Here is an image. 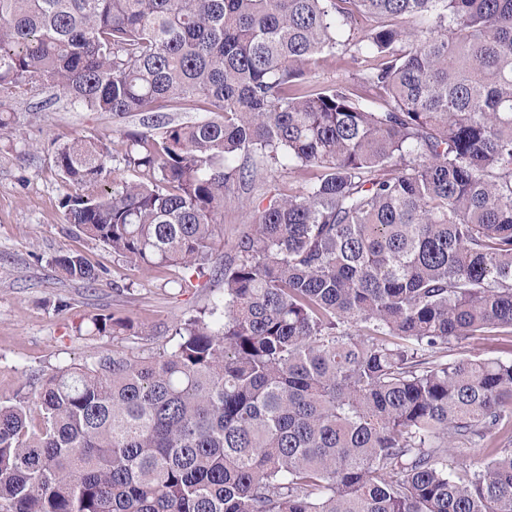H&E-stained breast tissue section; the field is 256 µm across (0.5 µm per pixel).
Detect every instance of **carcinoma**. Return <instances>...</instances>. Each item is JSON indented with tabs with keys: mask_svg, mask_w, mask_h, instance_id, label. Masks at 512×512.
<instances>
[{
	"mask_svg": "<svg viewBox=\"0 0 512 512\" xmlns=\"http://www.w3.org/2000/svg\"><path fill=\"white\" fill-rule=\"evenodd\" d=\"M347 51L386 109L313 83ZM39 87L218 114L123 134L146 180L63 197L130 264L201 271L224 192L269 201L220 269L221 318L0 403V512H512V359H444L512 335V0H0L1 132ZM107 157L95 136L56 165L103 182ZM287 166L312 173L295 195ZM474 448L483 468L448 467Z\"/></svg>",
	"mask_w": 512,
	"mask_h": 512,
	"instance_id": "cac0c4a2",
	"label": "carcinoma"
}]
</instances>
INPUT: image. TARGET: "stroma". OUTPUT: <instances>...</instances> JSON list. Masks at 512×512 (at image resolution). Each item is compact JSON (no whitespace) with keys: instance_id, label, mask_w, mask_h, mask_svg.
Returning a JSON list of instances; mask_svg holds the SVG:
<instances>
[{"instance_id":"1","label":"stroma","mask_w":512,"mask_h":512,"mask_svg":"<svg viewBox=\"0 0 512 512\" xmlns=\"http://www.w3.org/2000/svg\"><path fill=\"white\" fill-rule=\"evenodd\" d=\"M9 108L14 130L0 137V402L14 401L37 378L65 365L92 362L115 350L141 356L171 350L181 322L222 306L224 284L213 271L246 229L249 212L266 204L256 192L234 187L225 193L222 232L209 254L207 276L182 266L130 265L66 223L63 196H94L101 186L66 183L55 151L80 138L106 135L108 182L141 181L120 152L125 131L143 130V113L91 112L52 99L41 88L12 100ZM66 252L84 256L102 271L101 281L89 287L62 278L54 260ZM184 278L192 287H178ZM101 314L130 319L133 334L89 335L92 318Z\"/></svg>"}]
</instances>
